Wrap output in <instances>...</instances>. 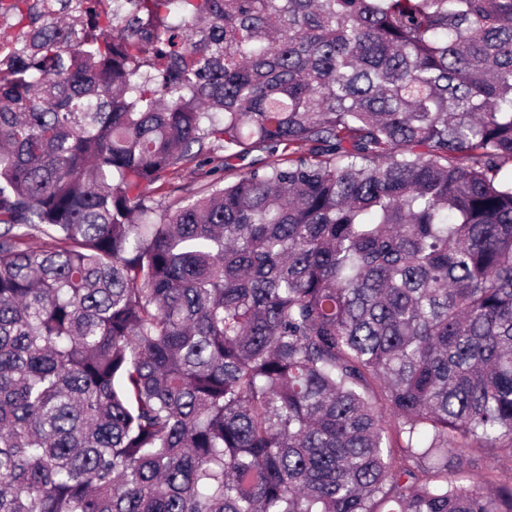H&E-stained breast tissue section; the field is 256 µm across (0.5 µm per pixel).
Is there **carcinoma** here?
Segmentation results:
<instances>
[{"label": "carcinoma", "instance_id": "1", "mask_svg": "<svg viewBox=\"0 0 512 512\" xmlns=\"http://www.w3.org/2000/svg\"><path fill=\"white\" fill-rule=\"evenodd\" d=\"M5 10L0 512H512V0ZM210 167H200L197 161L183 165L165 181H159L151 186L154 200L162 205H168L176 199L192 196L213 178L205 175V171ZM478 456H482L481 458L484 460V464L482 470L479 469L481 474L487 473L485 469V465H489L494 467L490 475L496 480L501 482L512 483V463L510 460L505 458H495L496 452L493 450H483L482 453H476Z\"/></svg>", "mask_w": 512, "mask_h": 512}]
</instances>
